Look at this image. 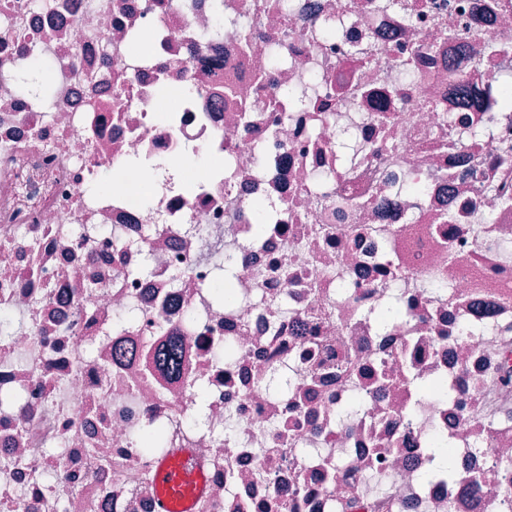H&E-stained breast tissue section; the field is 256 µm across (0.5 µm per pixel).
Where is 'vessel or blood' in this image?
Returning <instances> with one entry per match:
<instances>
[{"instance_id": "obj_1", "label": "vessel or blood", "mask_w": 512, "mask_h": 512, "mask_svg": "<svg viewBox=\"0 0 512 512\" xmlns=\"http://www.w3.org/2000/svg\"><path fill=\"white\" fill-rule=\"evenodd\" d=\"M154 481L159 492L160 512H195L203 477L189 450H182L158 463Z\"/></svg>"}]
</instances>
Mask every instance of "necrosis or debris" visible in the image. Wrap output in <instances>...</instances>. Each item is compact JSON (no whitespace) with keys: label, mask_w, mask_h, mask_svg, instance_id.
<instances>
[{"label":"necrosis or debris","mask_w":512,"mask_h":512,"mask_svg":"<svg viewBox=\"0 0 512 512\" xmlns=\"http://www.w3.org/2000/svg\"><path fill=\"white\" fill-rule=\"evenodd\" d=\"M374 2L0 0V460L22 461L0 512H158L153 469L183 448L197 512H348L347 484L370 512H512V11ZM44 60L48 101L15 84ZM188 150L224 160L192 195ZM217 232L233 305L210 295ZM438 377L452 400L416 391ZM438 434L451 483L427 476ZM179 342V337H171L169 343L157 355L158 363L172 373H179L181 370ZM450 448L453 447L448 440L439 437L432 438L427 446V452L431 459V473L445 476L448 475V480H452L455 476ZM440 454L444 455V463L442 465H437L435 460Z\"/></svg>","instance_id":"necrosis-or-debris-1"}]
</instances>
